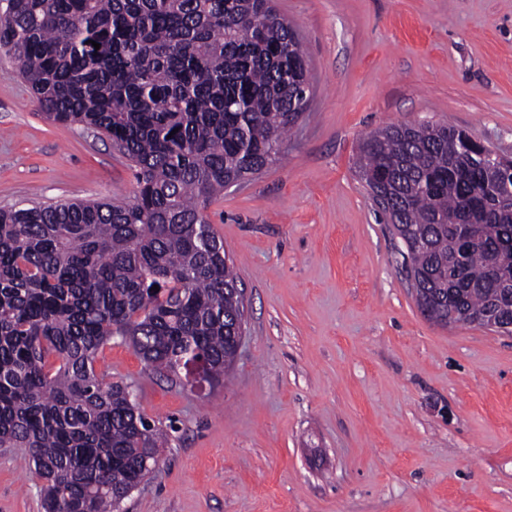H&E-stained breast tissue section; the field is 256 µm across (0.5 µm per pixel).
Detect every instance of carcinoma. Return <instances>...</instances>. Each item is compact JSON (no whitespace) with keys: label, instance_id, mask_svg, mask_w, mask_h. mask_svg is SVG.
<instances>
[{"label":"carcinoma","instance_id":"1","mask_svg":"<svg viewBox=\"0 0 512 512\" xmlns=\"http://www.w3.org/2000/svg\"><path fill=\"white\" fill-rule=\"evenodd\" d=\"M0 50L47 119L134 170L129 203L0 208V447L26 449L45 512H118L167 431L97 355L120 338L172 382L202 361L223 384L245 309L206 210L277 159L308 106L305 54L273 0H0ZM470 136L392 125L356 162L366 184L388 173L382 213L443 328L448 306L478 315L512 289V172L475 167Z\"/></svg>","mask_w":512,"mask_h":512}]
</instances>
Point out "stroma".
Segmentation results:
<instances>
[{
	"mask_svg": "<svg viewBox=\"0 0 512 512\" xmlns=\"http://www.w3.org/2000/svg\"><path fill=\"white\" fill-rule=\"evenodd\" d=\"M309 106L278 159L208 208L244 293L223 386L172 385L113 340L96 366L166 427L121 512H512V335L424 318L356 173L390 124L473 131L512 157V0H275ZM106 136L47 121L0 52V207L132 200ZM0 448V512H42Z\"/></svg>",
	"mask_w": 512,
	"mask_h": 512,
	"instance_id": "stroma-1",
	"label": "stroma"
}]
</instances>
